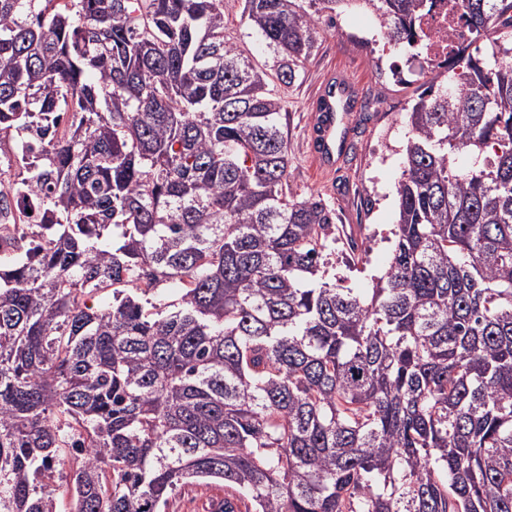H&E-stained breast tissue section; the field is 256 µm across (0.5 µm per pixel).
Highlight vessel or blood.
<instances>
[{
	"label": "vessel or blood",
	"mask_w": 512,
	"mask_h": 512,
	"mask_svg": "<svg viewBox=\"0 0 512 512\" xmlns=\"http://www.w3.org/2000/svg\"><path fill=\"white\" fill-rule=\"evenodd\" d=\"M352 82L350 73L332 74L314 97L309 153L316 167L324 172L334 169L336 151L343 143L338 114L344 109L342 88Z\"/></svg>",
	"instance_id": "obj_1"
}]
</instances>
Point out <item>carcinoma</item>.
Returning a JSON list of instances; mask_svg holds the SVG:
<instances>
[{
  "label": "carcinoma",
  "mask_w": 512,
  "mask_h": 512,
  "mask_svg": "<svg viewBox=\"0 0 512 512\" xmlns=\"http://www.w3.org/2000/svg\"><path fill=\"white\" fill-rule=\"evenodd\" d=\"M457 2L489 49L408 102L361 293L269 85L352 5L404 51L423 0H244L263 65L224 0H0V512H57L67 458L72 512H512V0ZM244 0H224V26L225 34L233 38L237 44L248 52L259 64L268 61L267 55L262 47L253 37H247L245 26L242 20V9ZM224 486L212 484L208 486L185 485L179 488L169 499L164 512H213L224 508Z\"/></svg>",
  "instance_id": "carcinoma-1"
}]
</instances>
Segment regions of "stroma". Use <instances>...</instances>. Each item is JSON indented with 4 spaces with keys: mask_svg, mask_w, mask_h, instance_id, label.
Here are the masks:
<instances>
[{
    "mask_svg": "<svg viewBox=\"0 0 512 512\" xmlns=\"http://www.w3.org/2000/svg\"><path fill=\"white\" fill-rule=\"evenodd\" d=\"M369 12L352 8L337 25L318 23L317 49L304 63L299 81L282 90L288 114V187L292 195H315L336 212L337 224L355 228L367 250L353 260L345 240H337L330 256V274L350 288L371 287L391 253L397 216L395 185L401 175L402 148L407 140L406 106L417 83H398L362 42L374 34ZM349 69L356 81L354 104L342 125L349 145L336 158V169L318 171L308 155V128L313 97L332 70Z\"/></svg>",
    "mask_w": 512,
    "mask_h": 512,
    "instance_id": "stroma-1",
    "label": "stroma"
}]
</instances>
